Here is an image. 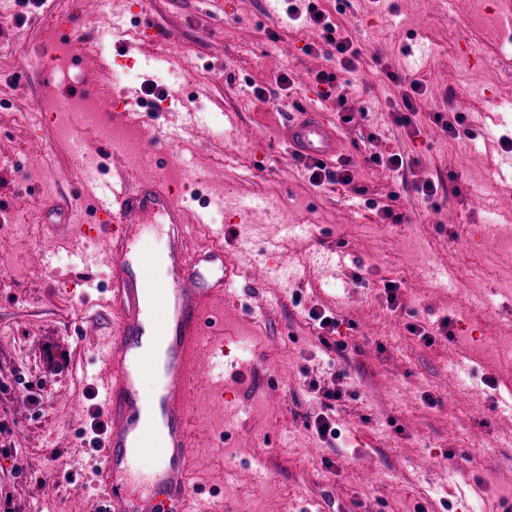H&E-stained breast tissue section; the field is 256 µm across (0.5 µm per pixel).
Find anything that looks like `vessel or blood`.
Returning <instances> with one entry per match:
<instances>
[{
  "mask_svg": "<svg viewBox=\"0 0 512 512\" xmlns=\"http://www.w3.org/2000/svg\"><path fill=\"white\" fill-rule=\"evenodd\" d=\"M288 148L332 163L343 142L321 112L305 108L288 122ZM83 191L94 202L96 232L110 240L113 275L105 304L114 320L99 345L106 432L95 458L100 491L88 512H156L160 496L168 512H224L223 501L190 483L198 450L213 439L194 424L191 406L198 386L214 382L211 371L200 370V359L211 370L223 363L224 340L213 335L214 304L234 287L224 245L215 236L192 250V227L203 223V214L177 198L162 176L106 181L91 173ZM153 223L166 244L150 255L139 241ZM145 448L161 458L148 493L131 466Z\"/></svg>",
  "mask_w": 512,
  "mask_h": 512,
  "instance_id": "obj_1",
  "label": "vessel or blood"
}]
</instances>
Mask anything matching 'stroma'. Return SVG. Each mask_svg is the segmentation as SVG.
I'll return each instance as SVG.
<instances>
[{"instance_id": "stroma-1", "label": "stroma", "mask_w": 512, "mask_h": 512, "mask_svg": "<svg viewBox=\"0 0 512 512\" xmlns=\"http://www.w3.org/2000/svg\"><path fill=\"white\" fill-rule=\"evenodd\" d=\"M293 2L45 0L28 10L0 0V225L20 214L30 235L20 249L0 234V446L13 450L0 455V504L14 512H84L95 492L82 434L99 410L98 352L77 328L92 314L101 335L111 330L109 312L88 303L109 275L108 243L84 244L91 264L44 263L50 204L69 200V224H91L93 206L77 196L88 169L111 155L129 175L150 174L149 145L170 127L179 132L167 145L172 183L205 203L226 251L248 258L215 305L228 342L224 389L203 391L193 415L223 443L199 451L195 487L222 490L228 512H501L512 499V363L484 353L491 339L512 347V247L482 234L492 210L512 215V177L496 175L512 158V111L495 107L512 100V75L494 53L466 58L475 0L449 9L444 0H318L360 49L351 71L305 18L289 19ZM76 5L70 43L104 52L79 56L64 79L39 50ZM100 10L108 24L89 28ZM179 43L190 58L172 52ZM390 70L428 87L412 126L395 121L403 81ZM322 72L337 76L327 97L315 81ZM86 85L136 100L150 86L165 92L140 119L138 157L115 152L105 122L74 128L78 154L50 130L13 124V113ZM305 107L337 125L350 184H312L289 153L286 126ZM456 113L469 136L445 132L442 119ZM393 153L407 167L386 166ZM47 168L70 174L49 196L32 178ZM426 180L438 188L430 201L412 189ZM479 186L491 208L475 204ZM260 192L272 211L288 205L297 221L314 219V230L256 223L242 204ZM384 208L402 223L382 220ZM474 265L487 273V312L466 303ZM314 307L340 319L343 351L323 343L307 317ZM333 388L341 437L331 445L310 422L325 410L319 390Z\"/></svg>"}]
</instances>
